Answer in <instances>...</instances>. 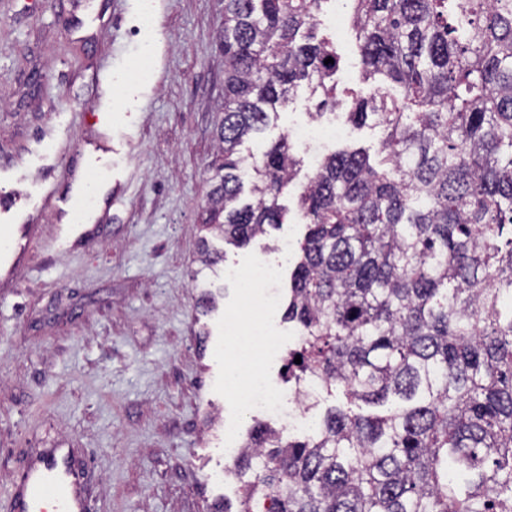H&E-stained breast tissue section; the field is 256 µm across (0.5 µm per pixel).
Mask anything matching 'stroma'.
<instances>
[{
    "label": "stroma",
    "instance_id": "stroma-1",
    "mask_svg": "<svg viewBox=\"0 0 512 512\" xmlns=\"http://www.w3.org/2000/svg\"><path fill=\"white\" fill-rule=\"evenodd\" d=\"M0 0V166L16 195L51 183L73 188L83 149L112 146L121 200L104 210L88 241L60 246L61 213H37L43 233L0 288V498L26 454L53 439L84 451L91 512H238L243 479L225 476L224 422L241 435L269 423L240 417L224 386L230 317L249 312L236 275L264 257L279 267V304L269 334L295 348L283 321L294 262L284 242L303 239L297 195L312 173L306 151L281 202L285 224L244 248L223 249L214 268L197 257L198 213L209 189L207 164L224 105L222 0ZM318 37L340 57L339 106L328 119L346 129L336 147L375 152L380 128L348 117V91H365L350 30L320 21ZM111 125L94 119L99 104ZM318 99L300 87L243 157L309 121ZM215 297L211 311L197 301Z\"/></svg>",
    "mask_w": 512,
    "mask_h": 512
}]
</instances>
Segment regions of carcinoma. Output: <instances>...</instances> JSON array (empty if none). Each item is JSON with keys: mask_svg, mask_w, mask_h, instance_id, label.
Returning <instances> with one entry per match:
<instances>
[{"mask_svg": "<svg viewBox=\"0 0 512 512\" xmlns=\"http://www.w3.org/2000/svg\"><path fill=\"white\" fill-rule=\"evenodd\" d=\"M350 2L364 79L399 93L351 94V120L383 130L376 159L334 151L298 194L286 308L288 373L337 404L304 439L253 429L239 512H512V0ZM320 5L224 0L198 221L236 247L284 223L300 164L281 136L245 200L239 147L302 82L338 104ZM223 260L201 239L202 263Z\"/></svg>", "mask_w": 512, "mask_h": 512, "instance_id": "1", "label": "carcinoma"}]
</instances>
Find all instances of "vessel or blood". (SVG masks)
<instances>
[{
    "instance_id": "vessel-or-blood-1",
    "label": "vessel or blood",
    "mask_w": 512,
    "mask_h": 512,
    "mask_svg": "<svg viewBox=\"0 0 512 512\" xmlns=\"http://www.w3.org/2000/svg\"><path fill=\"white\" fill-rule=\"evenodd\" d=\"M8 176L0 177V223L15 224L8 241L0 243V286L10 287L27 259L40 227L16 224ZM10 512H89L90 493L85 466L64 445L40 449L19 471L9 496Z\"/></svg>"
}]
</instances>
